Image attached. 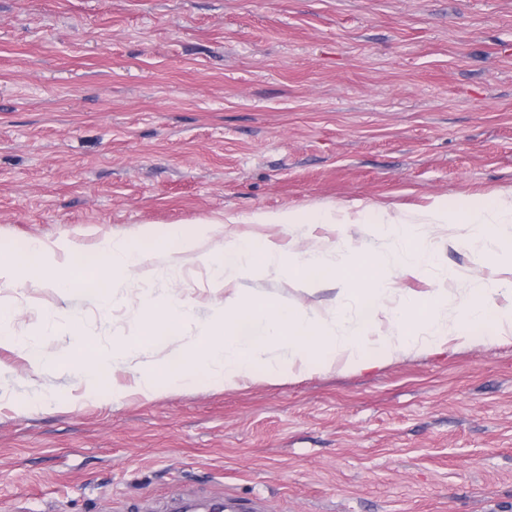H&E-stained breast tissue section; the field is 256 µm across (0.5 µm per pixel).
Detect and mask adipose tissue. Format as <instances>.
I'll use <instances>...</instances> for the list:
<instances>
[{
  "label": "adipose tissue",
  "mask_w": 512,
  "mask_h": 512,
  "mask_svg": "<svg viewBox=\"0 0 512 512\" xmlns=\"http://www.w3.org/2000/svg\"><path fill=\"white\" fill-rule=\"evenodd\" d=\"M375 223L381 224L383 233L400 246L399 259L411 274H423L434 259L432 250L413 245L414 227L410 220L394 217L385 212L377 213ZM429 224H465L469 227L468 239L480 258L497 262L512 257V233H505V226H512V192L496 196L492 203L473 201L462 207L437 201L426 211ZM203 236H185L179 227H170L158 248L159 263L147 262L122 241L107 245L95 259L92 268H85L82 258L69 257L64 261L48 263L47 249L37 244L28 249L24 258H0V279L13 280L29 276L32 281L46 282L52 287H72L78 278H85L92 288L104 287L114 272L121 271L144 278L176 277L183 262L194 259L212 266L215 285L232 287L241 278L247 265L264 264L279 266L283 246L268 240L231 241L221 254L215 255L202 249ZM383 261L378 256L367 259L364 267L346 269L341 282L360 300L361 318L356 329L347 336H328L322 331L318 317L295 314L287 306L256 297L242 302L238 297H226L224 310L230 322L221 334L208 337L195 354L199 365L214 366L219 379L231 383L251 376L256 368H263L271 381H279L292 374L303 363L306 338H313L317 348L338 358L343 370L362 372L370 369L371 361L362 350L370 345L374 336H380L379 323L373 315L380 295L391 288L390 282L381 278L378 270ZM448 305L446 289H434L430 295L427 312L421 313L413 306H406L390 316V334L383 337V344L396 352L412 349H434L448 340V325L440 318ZM285 341L286 352L278 359L268 357L269 341Z\"/></svg>",
  "instance_id": "1"
}]
</instances>
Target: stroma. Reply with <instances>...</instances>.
<instances>
[{
    "label": "stroma",
    "instance_id": "obj_1",
    "mask_svg": "<svg viewBox=\"0 0 512 512\" xmlns=\"http://www.w3.org/2000/svg\"><path fill=\"white\" fill-rule=\"evenodd\" d=\"M509 191L512 0H0V254L115 239L148 254L172 225L215 253L251 237L346 268L375 253L390 309L453 271L456 334L398 357L368 347L377 366L360 373L312 347L288 380L225 385L188 360L224 319L203 262L176 280L115 274L107 308L91 288L0 283V512H158L228 495L266 512H512V338L467 317L475 288L512 305V263L483 264L463 224L419 225L438 245L421 277L377 225L253 221ZM304 278L290 255L239 285L331 320L337 273ZM147 299L187 313L123 361ZM84 360L104 362L96 383ZM155 360L184 383L159 374L140 393ZM257 224H345L354 221H338L336 212L331 210H311L308 213L288 209L274 213H264L254 217Z\"/></svg>",
    "mask_w": 512,
    "mask_h": 512
}]
</instances>
